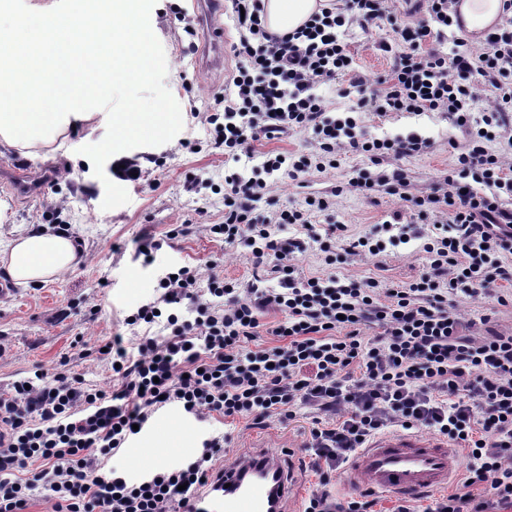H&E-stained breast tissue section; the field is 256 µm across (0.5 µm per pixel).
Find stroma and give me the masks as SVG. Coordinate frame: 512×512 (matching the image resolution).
<instances>
[{"instance_id": "stroma-1", "label": "stroma", "mask_w": 512, "mask_h": 512, "mask_svg": "<svg viewBox=\"0 0 512 512\" xmlns=\"http://www.w3.org/2000/svg\"><path fill=\"white\" fill-rule=\"evenodd\" d=\"M193 0H157L150 16L152 30L167 61L165 85L179 103L183 128L170 142L156 147H138L124 156L136 160L141 177L124 181L130 201L111 210L102 209L105 187L93 173L91 161L80 155L86 143V125L69 128L65 145L58 150L20 149L0 143V249L9 245L26 227L67 225L68 233L83 250V263L50 282L17 286L0 279V394L18 379L36 371L54 374L66 367L85 386L109 389L112 372L97 359L94 347L110 337L131 338L127 315L162 293L165 273L183 265L199 270V287H206L210 263H217L227 280L240 287L255 285L274 289L278 280L272 271L275 258L254 265L248 246L225 244L208 227L224 221V152L215 148L216 133L203 115L214 107L217 92L225 87L238 59L229 56L219 70L202 68L203 33L187 35L185 18L193 17ZM390 25L369 40L359 28L344 39L354 58L355 69L370 78L386 77L391 68L389 53L379 50V41H392ZM360 131L368 139H396L416 134L429 141L426 153L415 157L385 158L386 169L402 168L408 175L407 192L424 196L443 180L464 143L443 112H390L362 115ZM312 131L291 132L255 144L252 158L239 168L252 172L268 151L285 154L311 153ZM369 159L346 155L336 168L309 171L302 180H277L272 195L280 206L302 207L311 195L330 196L328 210L313 214L312 224L325 227L343 224L348 234L371 233L375 225L389 220L395 211H406L398 197L368 193L352 185L353 178L371 169ZM416 236L408 241L381 235L383 250L376 256L348 257L337 262V277L375 278L389 285L415 280L429 270L421 250L423 235L431 226L415 221ZM472 319L474 334H482L480 317L492 328L512 333V306L483 298L461 305ZM312 422L308 410H299L295 420L280 422L270 417L262 423L249 418L212 419L202 423L184 421L173 410L155 415L148 430L134 438L111 459L116 470L131 475L196 455L204 435L226 433L231 441L226 456L267 451L291 461L296 490L288 512H301L308 496L319 488L320 478L303 445ZM156 448L155 456L142 460L136 450Z\"/></svg>"}]
</instances>
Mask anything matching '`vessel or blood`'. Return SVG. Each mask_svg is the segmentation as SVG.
<instances>
[{
    "label": "vessel or blood",
    "mask_w": 512,
    "mask_h": 512,
    "mask_svg": "<svg viewBox=\"0 0 512 512\" xmlns=\"http://www.w3.org/2000/svg\"><path fill=\"white\" fill-rule=\"evenodd\" d=\"M200 25L210 36L205 64L224 61L222 0H196ZM459 472V455L447 439L396 431L377 437L357 454L342 473V486L354 493H387L422 497L448 487ZM224 491L214 495L202 512H286L290 476L280 456L257 454L225 460Z\"/></svg>",
    "instance_id": "obj_1"
}]
</instances>
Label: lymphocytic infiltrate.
<instances>
[{
	"instance_id": "1",
	"label": "lymphocytic infiltrate",
	"mask_w": 512,
	"mask_h": 512,
	"mask_svg": "<svg viewBox=\"0 0 512 512\" xmlns=\"http://www.w3.org/2000/svg\"><path fill=\"white\" fill-rule=\"evenodd\" d=\"M260 2L232 0L239 63L206 121L216 147L233 161L252 155L260 139L291 131H313L314 150L264 153L261 179L225 170L224 221L210 231L228 244L247 241L255 263L275 256L279 289L242 288L215 271L201 295L197 268L180 267L164 277L158 300L126 318L133 327L165 319L167 335L139 337L132 347L119 336L106 341L100 358L112 364L117 389L85 387L63 370L43 385L14 381L0 397V512H26L39 488L52 512H183L188 492L216 485L226 436H205L194 459L131 478L109 461L136 429L163 409L195 422H260L274 415L294 420L300 406L315 413L306 446L322 482L303 512H373L372 500L335 495L328 485L358 450L398 428L447 437L468 460L465 480L484 489L480 498L468 492L438 498L428 512L512 506V334H470L455 301L460 294L512 301L502 289L512 281L503 260L512 254V177L500 151L512 147V30L490 33L481 53L421 51L423 42L446 36L457 14V0H427L431 25L398 29L401 51L380 42L393 56L383 88L351 77L355 103L349 115L333 118L316 89L350 70L338 30L372 31L390 16L386 0H327L320 14L285 35L266 29ZM486 84L498 102L477 117L472 109ZM368 110L444 112L467 135L457 175L410 201L419 217L434 219L422 246L430 271L392 288L372 277L298 276L300 242L277 238L270 227L311 230L312 214L331 203L312 196L303 210L256 214L271 192L270 177L295 181L309 169L335 167L348 152L376 160L429 147L415 135L357 136L356 116ZM187 309L194 320L185 319ZM271 310L282 314L270 330L279 343L263 347L261 318ZM34 462L38 472L21 478Z\"/></svg>"
}]
</instances>
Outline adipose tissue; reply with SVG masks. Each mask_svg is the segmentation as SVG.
Masks as SVG:
<instances>
[{"instance_id": "ef3b65f1", "label": "adipose tissue", "mask_w": 512, "mask_h": 512, "mask_svg": "<svg viewBox=\"0 0 512 512\" xmlns=\"http://www.w3.org/2000/svg\"><path fill=\"white\" fill-rule=\"evenodd\" d=\"M268 29L285 34L307 23L315 14L317 0H262ZM503 0H460L458 10L468 34L483 36L502 15ZM83 253L74 240L45 224L26 229L0 253V269L18 285L43 284L73 269Z\"/></svg>"}]
</instances>
